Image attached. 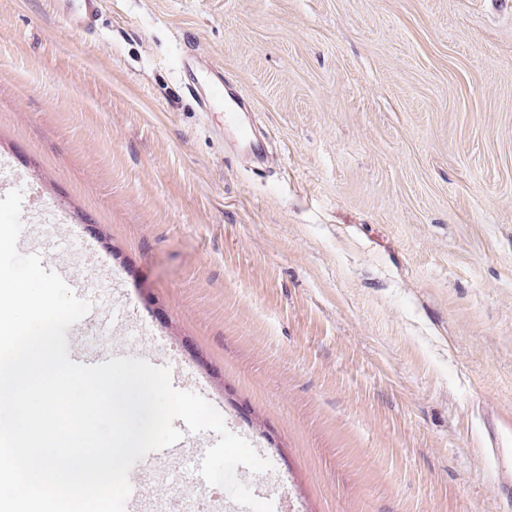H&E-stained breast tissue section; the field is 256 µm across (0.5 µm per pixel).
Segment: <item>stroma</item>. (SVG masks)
<instances>
[{"instance_id": "obj_1", "label": "stroma", "mask_w": 512, "mask_h": 512, "mask_svg": "<svg viewBox=\"0 0 512 512\" xmlns=\"http://www.w3.org/2000/svg\"><path fill=\"white\" fill-rule=\"evenodd\" d=\"M192 39L265 170L175 81ZM0 159L32 240L270 449L283 512H498L480 401L512 399V0H0ZM181 487L140 512H222ZM76 5L72 12V19L75 25L86 33H92L96 26V16L100 9L101 0H62Z\"/></svg>"}]
</instances>
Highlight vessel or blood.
I'll return each mask as SVG.
<instances>
[{
    "label": "vessel or blood",
    "instance_id": "obj_1",
    "mask_svg": "<svg viewBox=\"0 0 512 512\" xmlns=\"http://www.w3.org/2000/svg\"><path fill=\"white\" fill-rule=\"evenodd\" d=\"M75 2L76 7L72 13L75 25L85 32H94L101 0ZM176 76L182 92L193 99L199 112L223 111L224 127L233 131L237 153L256 162L264 160L268 141L240 123L239 115L245 101L239 90L225 83L224 68L215 58L192 43H184L177 58ZM65 242L64 236H55L52 246L40 247L39 253L45 270L54 271L66 279L70 276V269L56 257ZM131 354L130 347L119 345L109 351L95 352H87L79 347L71 350L69 357L72 361L92 365ZM479 408L483 446L497 461L494 474L484 484V494L498 504L500 512H512V403L486 401L480 403ZM186 446V441L182 440L170 447L150 452L140 459L129 475L130 501L135 502L142 497L144 486L141 478L152 471L158 458L184 455Z\"/></svg>",
    "mask_w": 512,
    "mask_h": 512
}]
</instances>
